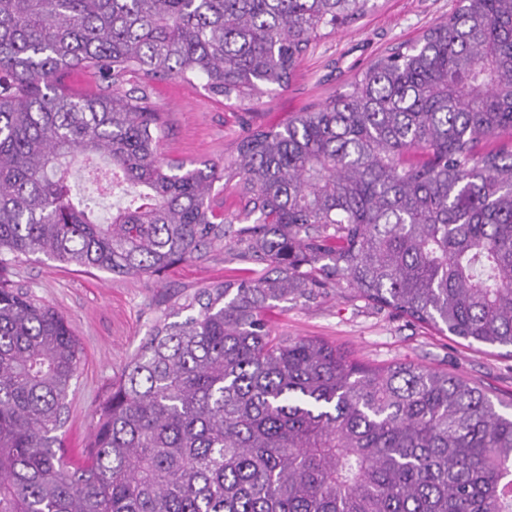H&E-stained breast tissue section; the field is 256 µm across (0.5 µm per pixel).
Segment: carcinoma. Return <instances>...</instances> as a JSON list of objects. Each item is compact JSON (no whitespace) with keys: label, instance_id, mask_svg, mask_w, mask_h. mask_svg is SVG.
Listing matches in <instances>:
<instances>
[{"label":"carcinoma","instance_id":"obj_1","mask_svg":"<svg viewBox=\"0 0 512 512\" xmlns=\"http://www.w3.org/2000/svg\"><path fill=\"white\" fill-rule=\"evenodd\" d=\"M372 0H0V270L42 255L155 276L218 244L260 267L177 298L62 437L82 348L0 276V512H512V415L460 376L362 366L264 312L344 282L470 345L512 348V0H456L350 89L222 162L160 157L153 83L230 106L284 89ZM75 68L95 93L68 88ZM131 197L103 222L72 164ZM238 208L224 216V189Z\"/></svg>","mask_w":512,"mask_h":512}]
</instances>
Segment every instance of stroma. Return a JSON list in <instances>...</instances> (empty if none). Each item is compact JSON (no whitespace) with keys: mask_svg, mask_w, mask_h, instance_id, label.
Segmentation results:
<instances>
[{"mask_svg":"<svg viewBox=\"0 0 512 512\" xmlns=\"http://www.w3.org/2000/svg\"><path fill=\"white\" fill-rule=\"evenodd\" d=\"M375 10L343 25L308 51L289 86L257 106L226 107L201 80L167 79L153 99L167 127L162 150L185 161H221L246 129L269 128L343 92L354 75L392 47L422 35L447 18L456 0H376ZM70 182L100 219L124 204L120 193L74 171ZM6 276L67 317L82 347L81 376L63 430L71 460L90 441L93 412L113 380L149 334L154 319L176 296L225 278L249 276L250 266L224 247L207 260H191L157 276L116 277L85 272L46 259L7 267ZM267 319L279 336L315 337L372 365L411 362L460 375L502 402L512 401V354L497 346H468L453 336L357 298L347 287L327 289L314 300L282 302Z\"/></svg>","mask_w":512,"mask_h":512,"instance_id":"1","label":"stroma"}]
</instances>
